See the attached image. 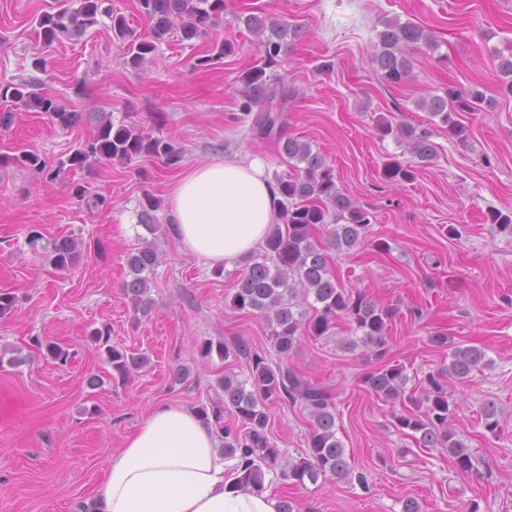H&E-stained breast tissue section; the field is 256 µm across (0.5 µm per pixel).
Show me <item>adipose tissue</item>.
I'll return each instance as SVG.
<instances>
[{
  "label": "adipose tissue",
  "instance_id": "ef3b65f1",
  "mask_svg": "<svg viewBox=\"0 0 512 512\" xmlns=\"http://www.w3.org/2000/svg\"><path fill=\"white\" fill-rule=\"evenodd\" d=\"M275 182L261 158L238 155L190 166L167 193L183 250L232 267L279 221ZM97 512H277L268 493L233 486L214 429L181 405L162 404L113 455Z\"/></svg>",
  "mask_w": 512,
  "mask_h": 512
}]
</instances>
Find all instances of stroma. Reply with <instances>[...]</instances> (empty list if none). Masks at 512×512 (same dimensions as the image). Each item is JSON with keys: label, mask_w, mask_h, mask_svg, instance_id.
I'll return each instance as SVG.
<instances>
[{"label": "stroma", "mask_w": 512, "mask_h": 512, "mask_svg": "<svg viewBox=\"0 0 512 512\" xmlns=\"http://www.w3.org/2000/svg\"><path fill=\"white\" fill-rule=\"evenodd\" d=\"M54 0H0V88L27 82L79 113L64 129L41 112L23 111L0 97V154L28 150L46 170L0 168V290L16 295L15 311L0 318V351L20 350L26 361L0 365V512H92L95 488L113 454L161 403L189 409L214 400L217 377L248 375L247 358L202 357L205 341L235 347L276 363L266 323L234 309L238 271L216 274L184 252L159 208L157 233L138 222L145 194L165 199L179 169L155 158L101 162L91 169H60V161L91 138L100 117L176 140L185 165L251 153L270 173L288 174L271 140L252 136L242 120L240 74L259 58L256 38L234 19L247 9L303 27V36L273 72L297 96L288 106V134L310 142L335 169L342 192L374 216L364 242L333 254L332 268L346 288L375 303L398 307L390 330L389 360L405 366L409 387L448 362L430 336L448 333L484 349L491 364L452 387V427L481 459L482 475H457L447 454L418 447L396 428L391 408L360 382L373 363L346 352V334L303 340L289 367L334 394L336 431L350 473L317 485L288 484L267 473L264 489L300 512H402L415 499L421 512H512V237L484 216L512 209V98L497 95L493 55L512 48V0H231L210 38L159 44L144 67L126 65L111 23L99 18L84 34L44 47L36 20ZM390 20L431 31L436 46L412 55L407 81L382 82L371 64L377 34ZM233 42L236 55L196 68L211 39ZM44 56L46 71L31 66ZM479 85L494 108L462 113L466 143L449 136L420 107L448 88ZM429 128L438 150L414 181L383 180L386 161L413 157L381 120ZM87 186L106 197L87 208L73 193ZM460 237L451 238L448 225ZM38 227L37 247L27 243ZM84 241L71 271L50 261L53 243ZM155 242L160 262L150 276L152 309L135 318L123 291L128 253ZM107 326L113 345L147 356L128 382L88 340ZM39 336L67 347L61 365L31 348ZM103 376L91 388L89 374ZM494 400L504 413L499 434L487 432L481 406ZM311 418L286 401L271 408V437L285 458L306 450Z\"/></svg>", "instance_id": "stroma-1"}]
</instances>
